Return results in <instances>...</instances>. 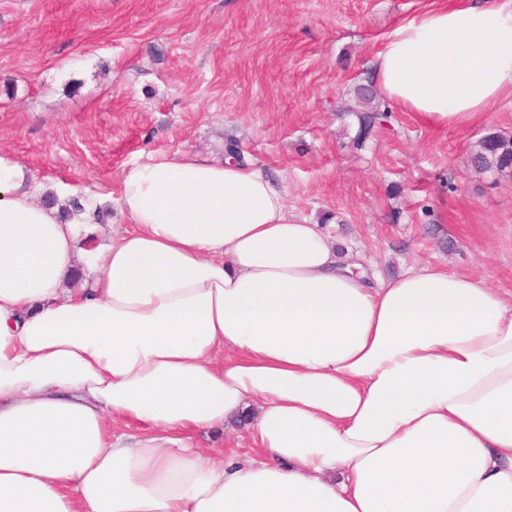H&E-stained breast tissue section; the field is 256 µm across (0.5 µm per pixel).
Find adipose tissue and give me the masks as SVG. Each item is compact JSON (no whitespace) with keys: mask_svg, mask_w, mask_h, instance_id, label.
Segmentation results:
<instances>
[{"mask_svg":"<svg viewBox=\"0 0 512 512\" xmlns=\"http://www.w3.org/2000/svg\"><path fill=\"white\" fill-rule=\"evenodd\" d=\"M374 80L430 123L512 88V0L398 24ZM0 154V512H512V297L361 271L253 164L123 178L125 226ZM248 419L254 453L198 433Z\"/></svg>","mask_w":512,"mask_h":512,"instance_id":"ef3b65f1","label":"adipose tissue"}]
</instances>
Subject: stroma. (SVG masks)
<instances>
[{
    "label": "stroma",
    "instance_id": "1",
    "mask_svg": "<svg viewBox=\"0 0 512 512\" xmlns=\"http://www.w3.org/2000/svg\"><path fill=\"white\" fill-rule=\"evenodd\" d=\"M437 0H0V152L91 205L108 240L122 175L149 157L238 146L288 203L382 274L437 265L512 292V92L470 122L391 106L356 145L358 88L392 28ZM472 162L484 170H502L512 166V138L496 133L484 136L477 145Z\"/></svg>",
    "mask_w": 512,
    "mask_h": 512
}]
</instances>
